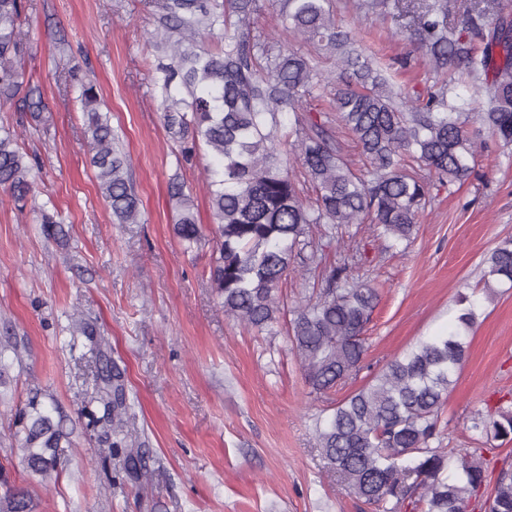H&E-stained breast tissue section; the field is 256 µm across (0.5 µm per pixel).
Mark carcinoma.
Instances as JSON below:
<instances>
[{"label":"carcinoma","instance_id":"obj_1","mask_svg":"<svg viewBox=\"0 0 512 512\" xmlns=\"http://www.w3.org/2000/svg\"><path fill=\"white\" fill-rule=\"evenodd\" d=\"M404 0H363L391 18ZM289 34L310 48L304 54L278 39L252 35L259 0H151L155 46L162 54L151 71L161 96L164 126L183 159L201 147L216 157L208 170L216 226L210 281L224 314L246 328L270 332L285 303L279 294L295 259L308 296L294 309L289 339L305 380L323 394L357 377L366 353L365 332L379 292L359 251L350 248L353 226L369 222L379 235L408 241L436 183L467 180L489 135L512 146V14L499 8L468 10L448 25V0H423L413 21L415 50L432 62L427 97L397 85L368 54L359 29L338 17L333 0H275ZM24 0H0V105L22 91L28 46L22 31ZM334 62L336 121L366 159L356 172L328 120L312 102L333 83L318 59ZM486 76L477 112L465 116L448 101L450 79ZM80 86L85 135L99 189L118 224L141 223V200L126 153L109 116L100 112L96 85L68 72ZM292 112L294 135L283 133ZM34 165L17 137L0 135V188L17 202L34 184ZM311 188L310 198L305 188ZM177 205L173 230L185 249L201 244L194 202L179 176L171 178ZM318 229L319 238L312 237ZM482 280L512 290V238L485 259ZM478 321L475 302L458 300L454 325L395 356L362 388L336 403L327 424L316 425L319 453L350 495L376 512H467L486 482L483 449L462 448L460 476L448 478V454L432 447L454 376ZM124 371L101 367L106 406L122 426L127 413ZM20 451L43 480L58 471L69 433L30 403L20 417ZM470 429L491 440H512V404L477 414ZM127 477H146L136 448L122 452ZM484 512H512V466L500 469ZM29 490L0 466V512H35Z\"/></svg>","mask_w":512,"mask_h":512}]
</instances>
